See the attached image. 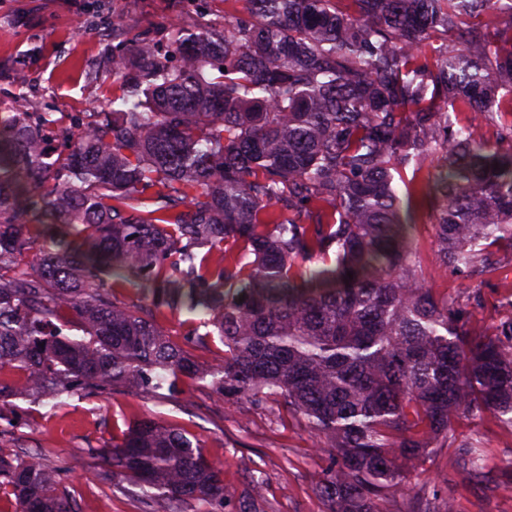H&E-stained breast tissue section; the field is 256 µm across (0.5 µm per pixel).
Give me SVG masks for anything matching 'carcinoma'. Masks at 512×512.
<instances>
[{"label":"carcinoma","mask_w":512,"mask_h":512,"mask_svg":"<svg viewBox=\"0 0 512 512\" xmlns=\"http://www.w3.org/2000/svg\"><path fill=\"white\" fill-rule=\"evenodd\" d=\"M243 2L138 34L113 17L118 92L77 126L0 114V402L184 384L272 402L324 443L325 512H391L413 490L405 462L460 416L512 424V322L470 329L411 235L429 198L441 266L474 274L485 244L512 245V146L475 125L512 116V0ZM431 164L399 193L395 176ZM183 312L188 341L223 345L212 362L170 339ZM0 439L4 507L80 512L62 467ZM84 454L147 506L224 512V463L185 429L138 418Z\"/></svg>","instance_id":"obj_1"}]
</instances>
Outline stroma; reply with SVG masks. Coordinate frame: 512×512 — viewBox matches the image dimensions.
<instances>
[{"instance_id":"1","label":"stroma","mask_w":512,"mask_h":512,"mask_svg":"<svg viewBox=\"0 0 512 512\" xmlns=\"http://www.w3.org/2000/svg\"><path fill=\"white\" fill-rule=\"evenodd\" d=\"M242 9L241 0H0V105L10 106L17 95L29 110L78 118L111 99L112 80L102 69L112 52L113 15L144 30L177 15L221 22ZM18 74L25 78L20 90L13 85ZM433 214V201H426L411 229L433 294L454 301L475 330L512 321V246L491 245L482 274L444 269L436 259ZM145 415L188 430L223 460L231 493L224 512H237L245 496L255 512H324L314 486L328 459L304 421L279 418L271 404L242 401L231 411L197 387L176 401L113 391L70 399L54 411L19 400L0 408V430L64 467L81 512H140L139 502L113 488L111 478L88 473L84 451L107 445L114 423ZM464 442L484 459L480 476L463 473L457 446ZM406 469L436 512L447 501L454 512H512V425L490 413L460 417L451 445L407 462Z\"/></svg>"}]
</instances>
